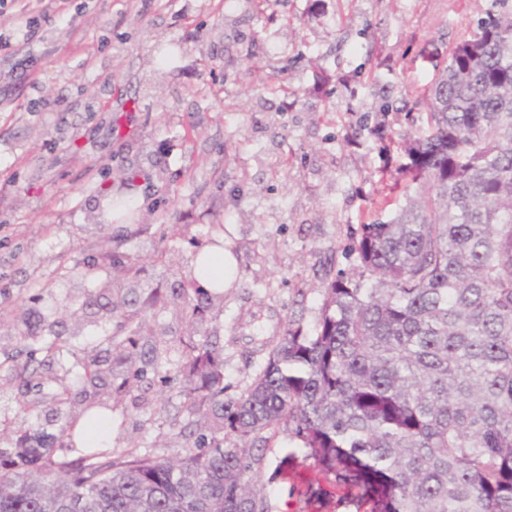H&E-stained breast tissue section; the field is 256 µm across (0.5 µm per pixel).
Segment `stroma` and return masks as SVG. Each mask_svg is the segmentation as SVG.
<instances>
[{
    "label": "stroma",
    "instance_id": "stroma-1",
    "mask_svg": "<svg viewBox=\"0 0 512 512\" xmlns=\"http://www.w3.org/2000/svg\"><path fill=\"white\" fill-rule=\"evenodd\" d=\"M477 0H0V363L14 355L17 320L34 310L57 325L62 356L37 386L0 372V419L12 451L30 428L57 436L50 400L65 383L72 412L112 410V450L158 458L209 437L210 408L183 392L187 342L215 344L224 399L263 370L262 340L289 321L315 331L326 288L354 272L353 232L368 210L404 205L399 177L410 127L407 89L433 74L420 49L443 53L475 26ZM34 23L28 37L16 16ZM284 71L290 94L266 88ZM237 261L223 295L186 317L198 253L216 236ZM135 282L112 314L76 329L70 311L109 275L108 254ZM144 359L132 376L121 356ZM89 355L112 382L80 380ZM38 402L37 416L21 412ZM280 429L259 482L272 512H299L311 471L281 469L294 450Z\"/></svg>",
    "mask_w": 512,
    "mask_h": 512
}]
</instances>
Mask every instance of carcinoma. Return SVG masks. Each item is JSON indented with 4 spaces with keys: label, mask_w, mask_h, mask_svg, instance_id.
Instances as JSON below:
<instances>
[{
    "label": "carcinoma",
    "mask_w": 512,
    "mask_h": 512,
    "mask_svg": "<svg viewBox=\"0 0 512 512\" xmlns=\"http://www.w3.org/2000/svg\"><path fill=\"white\" fill-rule=\"evenodd\" d=\"M475 29L449 43L403 136L407 203L359 225L357 275L330 281L311 334L294 321L263 371L224 403V361L188 346L190 411L216 412L210 439L158 459L113 454L74 429L110 431L112 417H69L58 447L26 435L0 470V512H269L258 469L281 426L349 512H512V0H484ZM112 297V280L82 305ZM26 332L25 380L56 361L58 333ZM107 373L93 357L81 379Z\"/></svg>",
    "instance_id": "obj_1"
}]
</instances>
